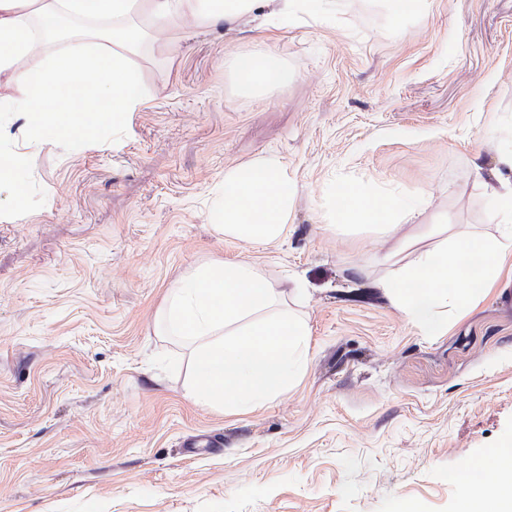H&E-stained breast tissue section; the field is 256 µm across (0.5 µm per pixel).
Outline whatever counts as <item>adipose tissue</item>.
<instances>
[{
  "label": "adipose tissue",
  "mask_w": 512,
  "mask_h": 512,
  "mask_svg": "<svg viewBox=\"0 0 512 512\" xmlns=\"http://www.w3.org/2000/svg\"><path fill=\"white\" fill-rule=\"evenodd\" d=\"M335 0H0V76L16 96L0 99V131L23 118L31 141L81 143L99 138L105 125L121 126L145 97L133 65L147 29L179 31L187 22L201 28L239 29L243 19L264 27L304 17L324 21ZM68 44L66 51L35 70L27 59L43 45ZM238 88L259 93L287 86L297 71L270 55L239 54L230 62ZM498 217L496 233L476 236L432 225L418 234L430 207L425 196L406 203L390 195L374 201L352 186L336 190L330 224L366 231L388 243L390 257L412 252L410 261L387 269L374 281L412 325L427 334L447 331L498 281L512 256V146L500 150L484 181ZM294 184L273 156L228 168L213 221L225 236L265 247L288 235ZM453 483L455 512H512V438L488 453Z\"/></svg>",
  "instance_id": "ef3b65f1"
}]
</instances>
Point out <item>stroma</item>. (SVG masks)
Masks as SVG:
<instances>
[{"label":"stroma","mask_w":512,"mask_h":512,"mask_svg":"<svg viewBox=\"0 0 512 512\" xmlns=\"http://www.w3.org/2000/svg\"><path fill=\"white\" fill-rule=\"evenodd\" d=\"M335 2L324 22L155 33L143 104L96 142L0 136L32 157L24 198L0 193V512H454L449 474L512 436V268L429 336L373 286L385 245L325 219L350 183L493 230L479 174L512 144V0ZM239 53L298 75L241 92ZM261 155L297 189L264 248L211 220L225 169ZM225 258L308 288V364L248 410L189 398L158 324Z\"/></svg>","instance_id":"1"}]
</instances>
